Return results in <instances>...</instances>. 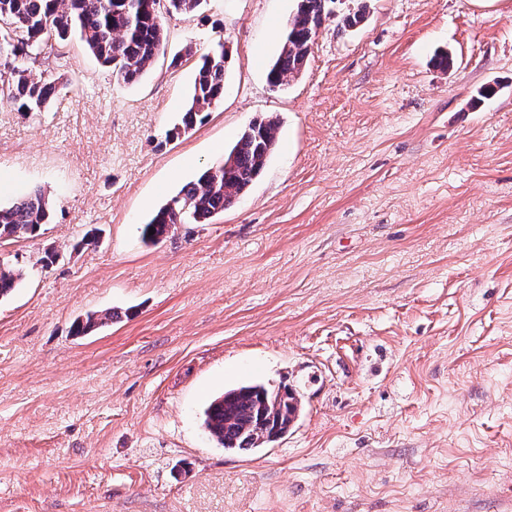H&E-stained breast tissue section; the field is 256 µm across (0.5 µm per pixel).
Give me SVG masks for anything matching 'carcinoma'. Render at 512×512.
<instances>
[{
    "mask_svg": "<svg viewBox=\"0 0 512 512\" xmlns=\"http://www.w3.org/2000/svg\"><path fill=\"white\" fill-rule=\"evenodd\" d=\"M330 0H296V10L276 61L267 73L278 88L306 66ZM201 0H0V93L21 112H39L54 95L59 79L36 76L26 64L31 52L53 40L62 49L73 35L123 84L137 82L165 51L164 15L197 11ZM225 52L218 44L202 57L181 128L205 121L224 96ZM279 119L269 115L252 120L237 142L224 151V161L208 166L197 180L143 225L142 236L160 242L174 236L178 224H209L232 207L263 172L279 134ZM51 204L36 188L11 205L0 207V241L34 234L48 222ZM155 229L149 234V229ZM23 278L22 270L0 266V298L10 295ZM118 314L90 312L73 323L76 335H87L111 323ZM299 404L294 391L265 383L230 388L206 411L208 435L230 450H249L289 431L288 415Z\"/></svg>",
    "mask_w": 512,
    "mask_h": 512,
    "instance_id": "carcinoma-1",
    "label": "carcinoma"
}]
</instances>
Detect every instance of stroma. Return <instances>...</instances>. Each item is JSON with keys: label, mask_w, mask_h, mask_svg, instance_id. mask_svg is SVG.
I'll list each match as a JSON object with an SVG mask.
<instances>
[{"label": "stroma", "mask_w": 512, "mask_h": 512, "mask_svg": "<svg viewBox=\"0 0 512 512\" xmlns=\"http://www.w3.org/2000/svg\"><path fill=\"white\" fill-rule=\"evenodd\" d=\"M367 5L346 30L356 0H332L277 90L295 0H203L138 83L75 40L30 64L64 80L44 110L0 97V205H52L0 241L24 272L0 300V512H512V0ZM220 41L224 99L172 137ZM263 115L279 139L247 193L145 243ZM252 381L299 418L224 449L205 411ZM51 204L41 189H34L7 207H0V241L32 235L50 218ZM118 314L111 310L95 311L87 313L84 319H78L73 323L75 335H87L101 327L112 323Z\"/></svg>", "instance_id": "stroma-1"}]
</instances>
